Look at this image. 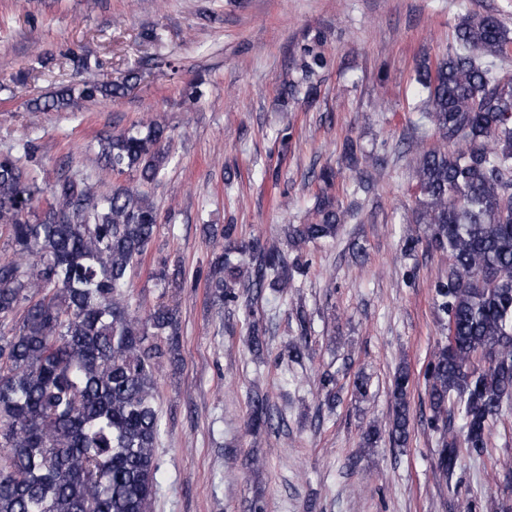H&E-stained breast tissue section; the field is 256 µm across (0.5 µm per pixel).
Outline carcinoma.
I'll use <instances>...</instances> for the list:
<instances>
[{"label": "carcinoma", "instance_id": "carcinoma-1", "mask_svg": "<svg viewBox=\"0 0 512 512\" xmlns=\"http://www.w3.org/2000/svg\"><path fill=\"white\" fill-rule=\"evenodd\" d=\"M512 33L493 14H471L455 26L450 50L423 60L415 81L431 137L416 146V223L406 252L424 242L449 254L446 277L435 284V304L446 317L451 345L426 366L428 427L439 434L437 466L453 474L464 451L481 454L489 430L512 402V78L502 63ZM328 67L303 49L301 77L284 94L312 98L311 77ZM140 79L130 70L119 83L84 82L34 103L35 110L68 107L126 94ZM167 126L133 125L99 139L92 162L144 183L165 170ZM336 172L316 175L319 192L306 221L287 228V245L300 253L332 239L347 214L332 194ZM42 189L21 158L0 154V236L12 257L0 262V512H148L157 493L156 408L159 370L181 363L177 308L160 302L136 315L128 290L134 270L160 227L153 202L138 188L117 184L100 193L87 179L62 173L39 207ZM237 226L203 225L224 244L204 276L220 307L293 286L308 273L300 256L276 243L242 241ZM166 288L184 287L181 265L161 271ZM299 341L288 359L308 355L307 319L298 315ZM267 328L249 324L248 348L264 359ZM408 368L394 376L390 438L406 443L410 427ZM252 426L272 427L267 399H252Z\"/></svg>", "mask_w": 512, "mask_h": 512}]
</instances>
